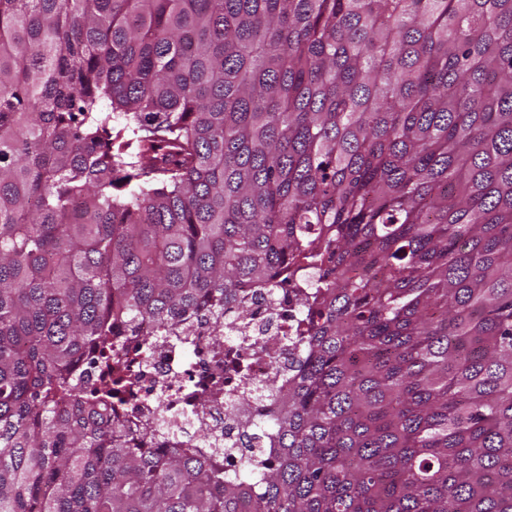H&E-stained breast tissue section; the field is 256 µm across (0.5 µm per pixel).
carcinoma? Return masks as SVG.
<instances>
[{"label":"carcinoma","instance_id":"obj_1","mask_svg":"<svg viewBox=\"0 0 512 512\" xmlns=\"http://www.w3.org/2000/svg\"><path fill=\"white\" fill-rule=\"evenodd\" d=\"M310 270L268 467L77 383ZM0 512H512V0H0Z\"/></svg>","mask_w":512,"mask_h":512}]
</instances>
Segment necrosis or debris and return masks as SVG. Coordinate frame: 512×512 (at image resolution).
I'll return each instance as SVG.
<instances>
[{"label": "necrosis or debris", "mask_w": 512, "mask_h": 512, "mask_svg": "<svg viewBox=\"0 0 512 512\" xmlns=\"http://www.w3.org/2000/svg\"><path fill=\"white\" fill-rule=\"evenodd\" d=\"M298 285L270 288L248 285L224 308V335L216 337L209 315L190 319L184 335H157L151 323L141 326V345L148 354L134 380V394L115 403L116 418L135 426L145 437L166 448H185L208 456L206 442H227L224 469H239L241 459L231 444L241 430L267 411L264 391L270 383L287 386L297 370L302 350L284 335L300 319L303 307ZM226 340L248 363L247 375L221 399L188 403L183 390L189 380L204 379L218 370L209 351Z\"/></svg>", "instance_id": "obj_1"}]
</instances>
